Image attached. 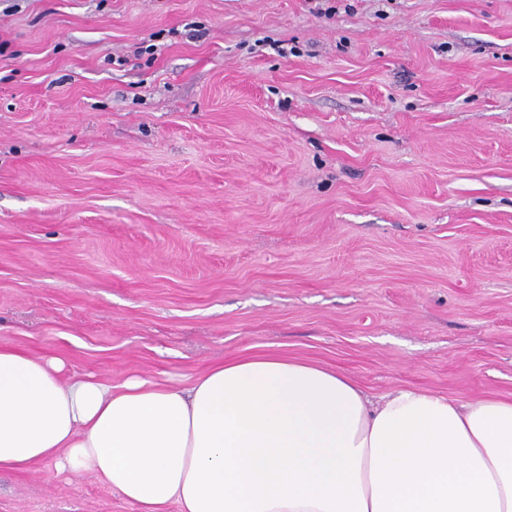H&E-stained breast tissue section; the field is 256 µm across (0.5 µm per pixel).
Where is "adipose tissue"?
Returning <instances> with one entry per match:
<instances>
[{"label":"adipose tissue","mask_w":512,"mask_h":512,"mask_svg":"<svg viewBox=\"0 0 512 512\" xmlns=\"http://www.w3.org/2000/svg\"><path fill=\"white\" fill-rule=\"evenodd\" d=\"M0 346V470L55 461L142 512H512V400L398 388L282 355L190 388L68 378Z\"/></svg>","instance_id":"ef3b65f1"}]
</instances>
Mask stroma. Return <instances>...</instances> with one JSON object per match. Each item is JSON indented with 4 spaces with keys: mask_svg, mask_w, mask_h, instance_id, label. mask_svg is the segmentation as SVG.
<instances>
[{
    "mask_svg": "<svg viewBox=\"0 0 512 512\" xmlns=\"http://www.w3.org/2000/svg\"><path fill=\"white\" fill-rule=\"evenodd\" d=\"M0 0V345L512 399V0ZM0 512H141L46 461Z\"/></svg>",
    "mask_w": 512,
    "mask_h": 512,
    "instance_id": "stroma-1",
    "label": "stroma"
}]
</instances>
